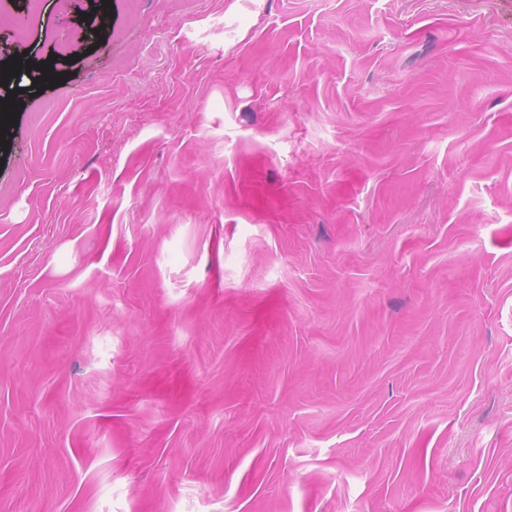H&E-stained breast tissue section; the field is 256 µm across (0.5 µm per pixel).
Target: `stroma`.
I'll return each instance as SVG.
<instances>
[{
    "label": "stroma",
    "mask_w": 512,
    "mask_h": 512,
    "mask_svg": "<svg viewBox=\"0 0 512 512\" xmlns=\"http://www.w3.org/2000/svg\"><path fill=\"white\" fill-rule=\"evenodd\" d=\"M0 512H512V0H10Z\"/></svg>",
    "instance_id": "1"
}]
</instances>
